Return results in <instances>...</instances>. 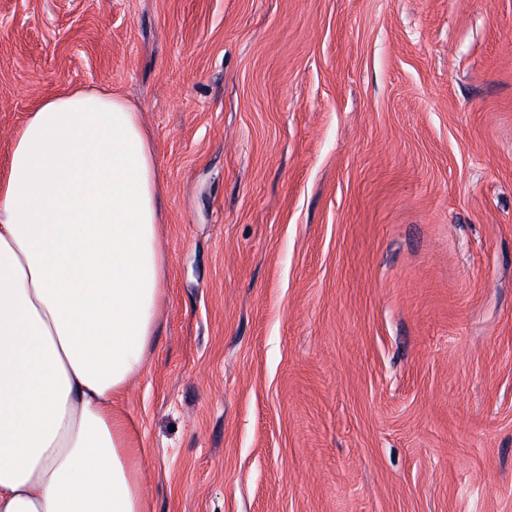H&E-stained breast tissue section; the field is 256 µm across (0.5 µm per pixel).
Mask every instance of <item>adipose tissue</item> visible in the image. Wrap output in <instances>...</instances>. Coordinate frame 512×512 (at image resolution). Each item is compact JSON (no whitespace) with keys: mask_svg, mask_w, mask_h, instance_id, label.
I'll list each match as a JSON object with an SVG mask.
<instances>
[{"mask_svg":"<svg viewBox=\"0 0 512 512\" xmlns=\"http://www.w3.org/2000/svg\"><path fill=\"white\" fill-rule=\"evenodd\" d=\"M161 189L135 107L55 93L0 177V512H143L112 395L156 334Z\"/></svg>","mask_w":512,"mask_h":512,"instance_id":"adipose-tissue-1","label":"adipose tissue"}]
</instances>
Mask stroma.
I'll list each match as a JSON object with an SVG mask.
<instances>
[{
  "instance_id": "stroma-1",
  "label": "stroma",
  "mask_w": 512,
  "mask_h": 512,
  "mask_svg": "<svg viewBox=\"0 0 512 512\" xmlns=\"http://www.w3.org/2000/svg\"><path fill=\"white\" fill-rule=\"evenodd\" d=\"M73 88L142 114L146 512H512V0H0V174Z\"/></svg>"
}]
</instances>
